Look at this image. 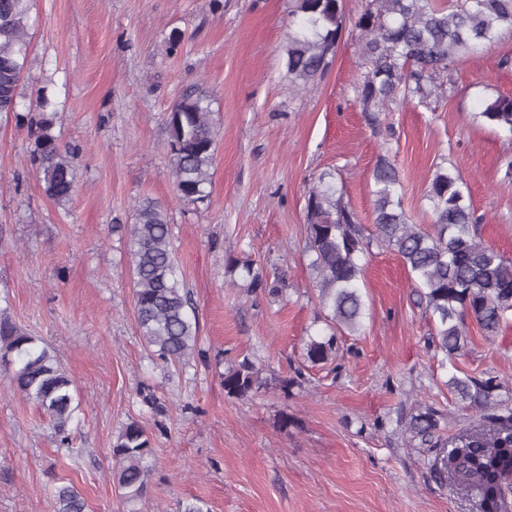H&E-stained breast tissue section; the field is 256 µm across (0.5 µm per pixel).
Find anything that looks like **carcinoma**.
Listing matches in <instances>:
<instances>
[{
    "label": "carcinoma",
    "instance_id": "cac0c4a2",
    "mask_svg": "<svg viewBox=\"0 0 512 512\" xmlns=\"http://www.w3.org/2000/svg\"><path fill=\"white\" fill-rule=\"evenodd\" d=\"M375 8L358 20L361 51L367 66L356 95L363 112L376 121L389 103L418 99L430 105L431 86L456 58L512 32V0H372ZM31 0H0V113L13 114L28 127L30 163L56 202L69 200L77 149L52 133L53 112L46 94L19 111L18 87L30 42ZM296 28L282 48L285 80L305 87L328 71L342 31V0H294ZM213 99L190 87L169 112V153L181 198L195 204L209 197L215 155ZM479 117L512 130V97L486 101ZM374 233L364 234L356 214L336 197L331 173L319 176L307 200L305 251L313 287L331 310L335 329L355 332L365 303L358 282L361 259L372 246L385 247L402 259L425 313L434 324L432 343L453 359L467 345L464 317L470 315L487 336L499 332L512 311V257L490 246L460 175L437 170L427 192L433 223L422 229L409 223L403 209L395 164L379 158L372 174ZM136 323L144 344L159 360L180 363L197 349L199 323L183 288L164 207L146 198L135 209L130 230ZM336 334L306 344L317 364L335 353ZM0 367L10 374L15 392L43 411L54 424L60 445L69 446L67 426L80 408L73 383L54 351L39 346L13 323L0 320ZM224 392L246 397L266 385L262 368L244 358L224 370ZM459 400L482 412V428L442 438L440 413L426 407L411 414L406 431L436 450L439 480L451 482L474 499L477 512H512V409L489 407L494 380L451 377ZM152 448L145 428L127 423L112 444L113 477L129 502L143 499L150 475ZM54 512H87V501L72 483L55 487Z\"/></svg>",
    "mask_w": 512,
    "mask_h": 512
}]
</instances>
